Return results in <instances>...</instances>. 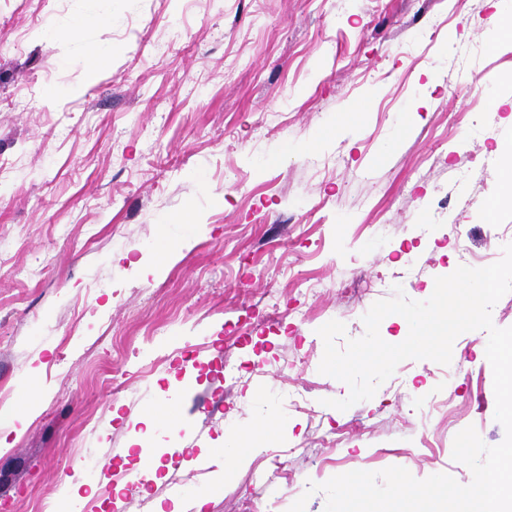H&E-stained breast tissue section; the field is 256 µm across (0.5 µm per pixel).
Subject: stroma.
<instances>
[{
	"instance_id": "obj_1",
	"label": "stroma",
	"mask_w": 512,
	"mask_h": 512,
	"mask_svg": "<svg viewBox=\"0 0 512 512\" xmlns=\"http://www.w3.org/2000/svg\"><path fill=\"white\" fill-rule=\"evenodd\" d=\"M511 6L0 0V512H324L309 483L391 466L469 484L457 433L505 435L487 332L340 411L317 330L341 321L345 347L395 287L427 300L458 252L482 268L512 243V204L479 207L512 144ZM170 400L193 431L160 425L140 463ZM262 422L225 467V436ZM265 425L266 423H263L251 429L247 434L237 435L233 444L232 442L229 445L225 444V447L231 448L228 452L225 450V464L230 461L238 463L245 454L254 448L264 447L270 434L269 426Z\"/></svg>"
}]
</instances>
